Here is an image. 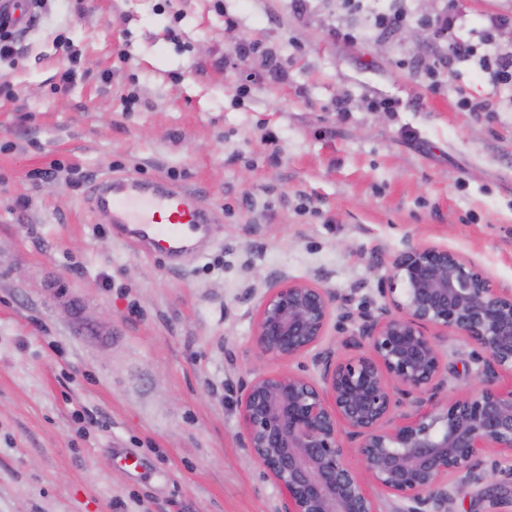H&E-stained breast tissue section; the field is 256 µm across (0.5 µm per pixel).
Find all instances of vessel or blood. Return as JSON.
<instances>
[{
    "instance_id": "obj_1",
    "label": "vessel or blood",
    "mask_w": 512,
    "mask_h": 512,
    "mask_svg": "<svg viewBox=\"0 0 512 512\" xmlns=\"http://www.w3.org/2000/svg\"><path fill=\"white\" fill-rule=\"evenodd\" d=\"M97 209L109 223L131 227L136 236L168 253L182 251L200 225L211 221L190 191L172 185L148 187L133 178L103 179Z\"/></svg>"
}]
</instances>
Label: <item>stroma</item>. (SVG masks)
<instances>
[{
  "instance_id": "1",
  "label": "stroma",
  "mask_w": 512,
  "mask_h": 512,
  "mask_svg": "<svg viewBox=\"0 0 512 512\" xmlns=\"http://www.w3.org/2000/svg\"><path fill=\"white\" fill-rule=\"evenodd\" d=\"M380 2L29 0L19 96L0 95V512H272L239 387L316 370L259 358L267 272L374 308L416 242L512 289V86L465 64L431 91L436 44L370 33ZM349 25L364 38L336 39ZM62 40L79 58L64 90ZM382 98L399 111L372 110ZM106 177L192 192L212 217L199 253L102 223ZM76 316L109 341L71 336ZM475 351L443 344L449 398Z\"/></svg>"
}]
</instances>
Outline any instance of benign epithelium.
Wrapping results in <instances>:
<instances>
[{"instance_id":"7a95c632","label":"benign epithelium","mask_w":512,"mask_h":512,"mask_svg":"<svg viewBox=\"0 0 512 512\" xmlns=\"http://www.w3.org/2000/svg\"><path fill=\"white\" fill-rule=\"evenodd\" d=\"M384 302L353 313L331 288L263 279L252 322L262 358L311 355L318 378L258 373L238 398L240 438L277 490L274 512H454L464 486L512 477V290L458 254L410 244L390 260ZM345 354L326 341L333 317ZM480 353L475 385L453 402L441 345L448 332ZM356 454L360 467L349 462Z\"/></svg>"}]
</instances>
